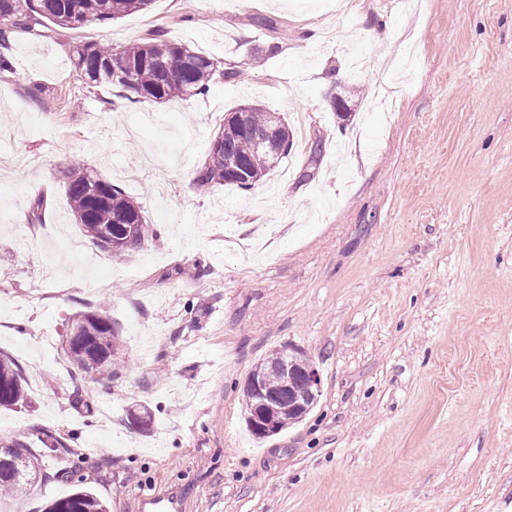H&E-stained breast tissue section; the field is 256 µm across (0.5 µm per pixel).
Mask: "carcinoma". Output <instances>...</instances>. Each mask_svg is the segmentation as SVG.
Listing matches in <instances>:
<instances>
[{
	"instance_id": "obj_1",
	"label": "carcinoma",
	"mask_w": 512,
	"mask_h": 512,
	"mask_svg": "<svg viewBox=\"0 0 512 512\" xmlns=\"http://www.w3.org/2000/svg\"><path fill=\"white\" fill-rule=\"evenodd\" d=\"M151 0H0V36L9 28L30 29L47 18L57 25L76 30L91 23H104L130 12L143 11ZM74 66L98 87L119 85L138 98L164 102L187 98L209 90L219 67L214 59L156 35L137 43L115 49L102 43L76 46ZM247 115L245 125H224L214 140L222 142L219 156L209 155L197 171V184L208 188L232 185L242 190L252 188L286 157L294 147L292 128L283 117L274 123L277 140L282 147L278 158L258 150L252 142V131L271 123L273 113L257 105L236 108ZM244 166L247 177L234 176L225 169L224 159ZM66 193L76 222L86 236L101 247L112 236L126 235L122 249L137 248L149 237L140 207L112 183L92 176L79 163L69 164ZM66 351L70 360L86 372H106L122 358L121 341L112 319L101 313H85L72 320ZM271 355L251 372L261 379L267 399L277 418L278 430L301 419L290 410L293 394L285 386ZM294 384H305V372L311 361L299 351L288 354ZM25 380L14 360L0 354V408L24 402ZM45 452L34 454L17 451L14 445L0 446V493L6 495L24 490L33 491V476L45 469L43 458L61 453L57 438H42ZM47 512H107V506L96 493L79 487L61 498L53 499Z\"/></svg>"
}]
</instances>
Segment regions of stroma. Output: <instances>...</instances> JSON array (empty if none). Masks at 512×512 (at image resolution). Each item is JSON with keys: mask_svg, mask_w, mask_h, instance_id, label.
Returning a JSON list of instances; mask_svg holds the SVG:
<instances>
[{"mask_svg": "<svg viewBox=\"0 0 512 512\" xmlns=\"http://www.w3.org/2000/svg\"><path fill=\"white\" fill-rule=\"evenodd\" d=\"M154 30L235 77L133 102L73 64L77 42ZM7 38L0 141L36 165L0 170V353L29 397L0 408V443L37 451L49 432L70 453L68 477L49 461L52 481L0 507L43 512L78 485L109 512L156 494L174 512H496L512 497V0H153ZM247 103L303 117L306 139L251 190L186 184ZM72 159L139 204L142 247L85 237ZM100 310L123 342L109 374L64 354L72 318ZM285 346L320 396L257 439L243 387ZM136 405L149 431L130 425Z\"/></svg>", "mask_w": 512, "mask_h": 512, "instance_id": "35a3bbf8", "label": "stroma"}]
</instances>
